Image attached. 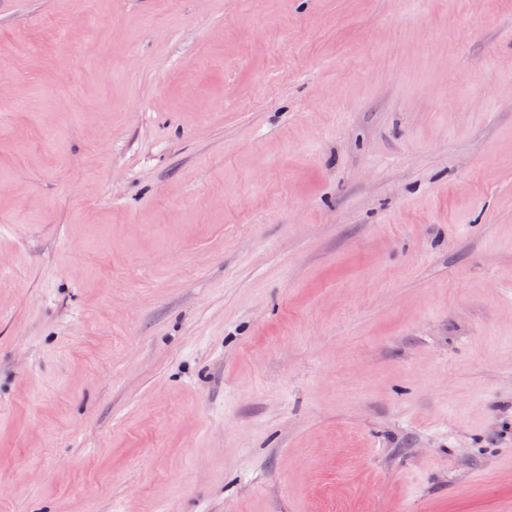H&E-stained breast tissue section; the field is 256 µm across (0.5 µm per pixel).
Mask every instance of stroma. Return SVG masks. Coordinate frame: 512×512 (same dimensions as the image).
Returning <instances> with one entry per match:
<instances>
[{
  "mask_svg": "<svg viewBox=\"0 0 512 512\" xmlns=\"http://www.w3.org/2000/svg\"><path fill=\"white\" fill-rule=\"evenodd\" d=\"M0 512H512V0H0Z\"/></svg>",
  "mask_w": 512,
  "mask_h": 512,
  "instance_id": "1",
  "label": "stroma"
}]
</instances>
